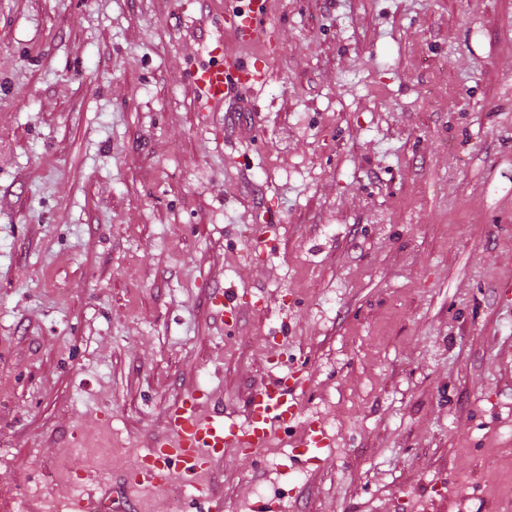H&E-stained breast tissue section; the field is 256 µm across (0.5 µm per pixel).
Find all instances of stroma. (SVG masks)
<instances>
[{"label": "stroma", "instance_id": "35a3bbf8", "mask_svg": "<svg viewBox=\"0 0 512 512\" xmlns=\"http://www.w3.org/2000/svg\"><path fill=\"white\" fill-rule=\"evenodd\" d=\"M225 8L0 0V512H512V0H269L267 82L212 112ZM274 356L291 431L128 484L168 406L244 423ZM211 306L224 319V314L234 319L239 316V303L236 295L226 293L223 289H216L211 297ZM327 431L322 423L312 422L305 426L303 433L296 441L298 448H324L327 446Z\"/></svg>", "mask_w": 512, "mask_h": 512}]
</instances>
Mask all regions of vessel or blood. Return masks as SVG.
<instances>
[{"label": "vessel or blood", "instance_id": "b4317fda", "mask_svg": "<svg viewBox=\"0 0 512 512\" xmlns=\"http://www.w3.org/2000/svg\"><path fill=\"white\" fill-rule=\"evenodd\" d=\"M268 2L229 0L224 12L225 28L240 46H264L270 42ZM266 74V67L243 55L221 51L194 72L193 80L201 96L217 105L233 87L262 85ZM209 399V394L192 391L168 410L166 431L153 441L151 452L138 459L130 473L131 484L164 489L177 473L196 479L222 460L229 448L257 456L275 431L291 428L301 413L300 395L284 375L255 386L242 425L225 422L223 414L217 412L204 413L203 405ZM327 439L324 425L312 422L305 426L296 445L323 448Z\"/></svg>", "mask_w": 512, "mask_h": 512}]
</instances>
